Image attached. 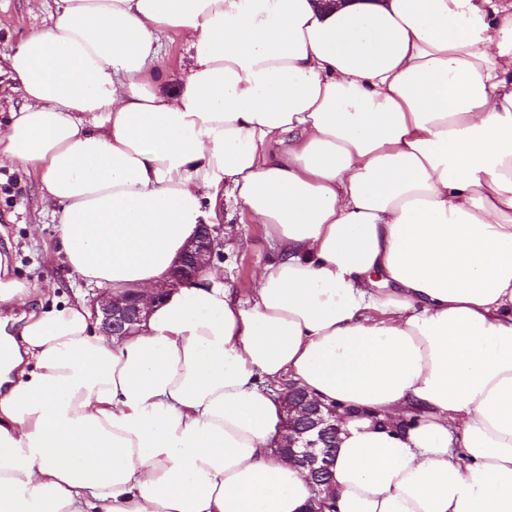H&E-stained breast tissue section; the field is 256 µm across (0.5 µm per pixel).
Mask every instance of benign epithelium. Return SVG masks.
<instances>
[{"label":"benign epithelium","instance_id":"1","mask_svg":"<svg viewBox=\"0 0 512 512\" xmlns=\"http://www.w3.org/2000/svg\"><path fill=\"white\" fill-rule=\"evenodd\" d=\"M224 226L201 224L186 244L165 281L153 289V301L159 303L168 293L200 276L221 258ZM149 311L135 294L100 305V332L105 336H129L147 319ZM281 396L288 399V457L304 464L314 479L330 470L336 454L323 447L327 436L336 431L335 411L305 397L294 383Z\"/></svg>","mask_w":512,"mask_h":512}]
</instances>
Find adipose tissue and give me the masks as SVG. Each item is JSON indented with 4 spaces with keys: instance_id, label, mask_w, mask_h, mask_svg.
Masks as SVG:
<instances>
[{
    "instance_id": "1",
    "label": "adipose tissue",
    "mask_w": 512,
    "mask_h": 512,
    "mask_svg": "<svg viewBox=\"0 0 512 512\" xmlns=\"http://www.w3.org/2000/svg\"><path fill=\"white\" fill-rule=\"evenodd\" d=\"M6 61L0 161L95 294L0 317V512H304L285 375L336 409L335 512H512V0H60ZM226 201L252 295L154 303ZM161 42L160 62L168 71L171 77L170 87L174 89L180 82L179 75L184 68L186 55L182 43L176 35L169 34L167 37H163ZM149 311L135 294L100 305V332L105 336H129L147 319Z\"/></svg>"
}]
</instances>
